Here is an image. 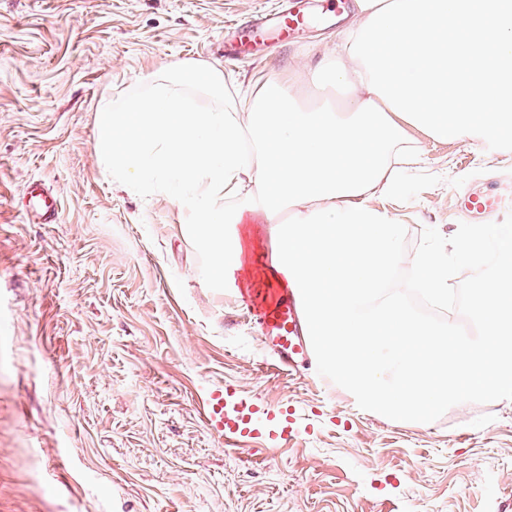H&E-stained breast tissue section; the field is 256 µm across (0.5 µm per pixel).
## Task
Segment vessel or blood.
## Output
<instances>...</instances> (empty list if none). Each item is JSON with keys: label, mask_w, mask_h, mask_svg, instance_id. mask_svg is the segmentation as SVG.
Segmentation results:
<instances>
[{"label": "vessel or blood", "mask_w": 512, "mask_h": 512, "mask_svg": "<svg viewBox=\"0 0 512 512\" xmlns=\"http://www.w3.org/2000/svg\"><path fill=\"white\" fill-rule=\"evenodd\" d=\"M307 22V14L291 8L274 15L254 16L246 22L244 29L256 38L270 33L279 37ZM510 193L512 188L507 186L496 194L465 193L460 195L456 207L473 223L483 224L500 209ZM27 194L30 198L27 213L31 220L40 224L55 223L58 215L56 199L48 189L33 184L28 187ZM257 307L260 325L267 339L278 349L282 365H306L314 360V352L307 349L311 333L305 327L302 303L292 291H281L273 300L261 299ZM203 420L217 439L228 447L250 435L281 444L287 442L294 432L291 419L280 409L220 391L211 394Z\"/></svg>", "instance_id": "vessel-or-blood-1"}]
</instances>
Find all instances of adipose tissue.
I'll list each match as a JSON object with an SVG mask.
<instances>
[{
  "label": "adipose tissue",
  "instance_id": "1",
  "mask_svg": "<svg viewBox=\"0 0 512 512\" xmlns=\"http://www.w3.org/2000/svg\"><path fill=\"white\" fill-rule=\"evenodd\" d=\"M356 24L325 48L311 80L340 88L337 111L301 104L292 75L256 76L246 104L223 101V73L195 67L218 108L192 109L167 83L99 109L95 145L128 184H162L211 256V281L237 285L248 262L268 288L301 299L325 367L364 412L429 425L471 399L512 401V225L488 221L455 244L498 262L474 285L467 333L416 318L390 289L403 259L394 216L371 207L391 165L418 162L411 130L512 153V0H355ZM260 219L268 248L239 226ZM448 255L415 263L435 301L448 297Z\"/></svg>",
  "mask_w": 512,
  "mask_h": 512
}]
</instances>
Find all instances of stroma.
<instances>
[{
  "label": "stroma",
  "mask_w": 512,
  "mask_h": 512,
  "mask_svg": "<svg viewBox=\"0 0 512 512\" xmlns=\"http://www.w3.org/2000/svg\"><path fill=\"white\" fill-rule=\"evenodd\" d=\"M283 0H0V512H512V402L470 400L426 427L357 409L327 369H278L252 314L256 276L232 291L167 195L129 186L95 147L98 110L205 62L243 86L321 63L354 22L347 0H298L288 43L230 56L237 24ZM426 169L372 199L401 226L394 286L416 316L413 258L453 249L457 195L512 177V154L417 134ZM44 183L53 224L23 195ZM289 409L280 447L224 449L201 419L217 389ZM27 197L29 203L27 214L31 221L38 224H53L57 220L58 209L56 207V198L41 184H32L27 188ZM36 199L35 201H32Z\"/></svg>",
  "instance_id": "35a3bbf8"
}]
</instances>
